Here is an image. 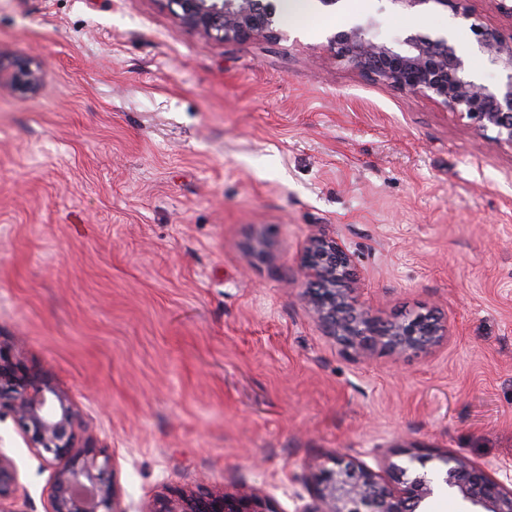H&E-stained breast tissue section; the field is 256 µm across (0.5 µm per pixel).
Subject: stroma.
Segmentation results:
<instances>
[{"label": "stroma", "mask_w": 512, "mask_h": 512, "mask_svg": "<svg viewBox=\"0 0 512 512\" xmlns=\"http://www.w3.org/2000/svg\"><path fill=\"white\" fill-rule=\"evenodd\" d=\"M464 7L512 37L497 0ZM471 22L338 0L218 41L165 0H0V62L47 64L36 94L0 89V348L68 393L116 512L201 487L294 512L338 453L512 463V148L327 43L448 30L497 87ZM319 235L373 314H433L443 340L364 358L327 336L303 298ZM0 450L19 512H46L52 470L7 416Z\"/></svg>", "instance_id": "35a3bbf8"}]
</instances>
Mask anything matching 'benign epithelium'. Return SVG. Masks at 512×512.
<instances>
[{"label": "benign epithelium", "instance_id": "7a95c632", "mask_svg": "<svg viewBox=\"0 0 512 512\" xmlns=\"http://www.w3.org/2000/svg\"><path fill=\"white\" fill-rule=\"evenodd\" d=\"M187 26L220 40L251 36L282 38L277 28L280 0H166ZM406 11L433 2L471 18L463 0H391ZM489 63L506 73L496 89L477 82L467 72L456 47L444 35L417 33L402 47L380 42L371 26L336 30L328 40L336 57L361 68L375 81L431 99L474 125L483 135L512 147V39L492 28L471 25ZM43 70L32 59L0 65V87L31 93L41 84ZM353 257L327 237L312 239L303 261L305 296L313 316L328 336L344 349L369 355L380 349L404 355L439 343L443 326L431 315L402 321H382L355 296L350 286ZM9 416L27 445L54 467L48 512H115L111 460L82 437L81 424L68 395L44 374L13 363L0 349V416ZM315 463L311 472V503L301 512H421L433 484L455 489L471 512H512V466L497 470L501 480L484 467L444 454H409L403 464L390 462L392 482L383 481L365 463L340 456ZM13 460L0 452V512H15L19 493ZM153 512H276L270 501L251 493L217 498L209 492H178Z\"/></svg>", "mask_w": 512, "mask_h": 512}]
</instances>
